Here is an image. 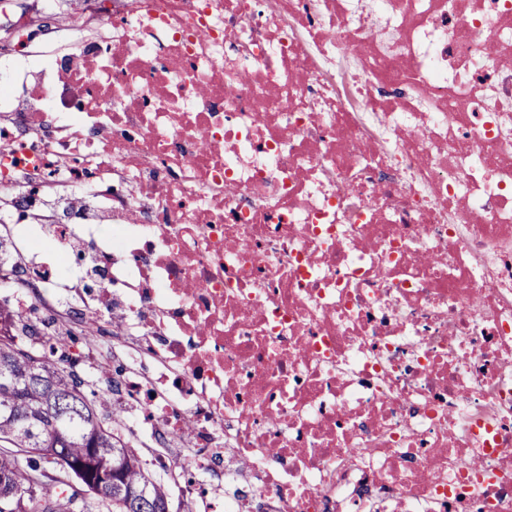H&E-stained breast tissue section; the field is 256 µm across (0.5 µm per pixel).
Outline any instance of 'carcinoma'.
Returning a JSON list of instances; mask_svg holds the SVG:
<instances>
[{"mask_svg":"<svg viewBox=\"0 0 512 512\" xmlns=\"http://www.w3.org/2000/svg\"><path fill=\"white\" fill-rule=\"evenodd\" d=\"M0 476L15 474L23 448H61L75 464L93 457L120 465L119 487L110 499L75 501L70 476L50 469L56 460L39 455L27 460L31 476L14 508L0 512H146V504L129 499L137 489L151 502H165L171 491L147 467L124 434L119 414L107 410L108 401L88 396L76 371L78 359L62 338L48 340L42 350L18 342L30 335L28 317L0 303Z\"/></svg>","mask_w":512,"mask_h":512,"instance_id":"carcinoma-1","label":"carcinoma"}]
</instances>
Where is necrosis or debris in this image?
Listing matches in <instances>:
<instances>
[{
  "label": "necrosis or debris",
  "mask_w": 512,
  "mask_h": 512,
  "mask_svg": "<svg viewBox=\"0 0 512 512\" xmlns=\"http://www.w3.org/2000/svg\"><path fill=\"white\" fill-rule=\"evenodd\" d=\"M0 0V190L51 309L224 512H512V0ZM68 4H61L60 12L48 20V31L34 42L35 49L46 46H58L67 42L73 35L74 22L71 13L77 8L75 0H68ZM50 42V44H48Z\"/></svg>",
  "instance_id": "necrosis-or-debris-1"
}]
</instances>
